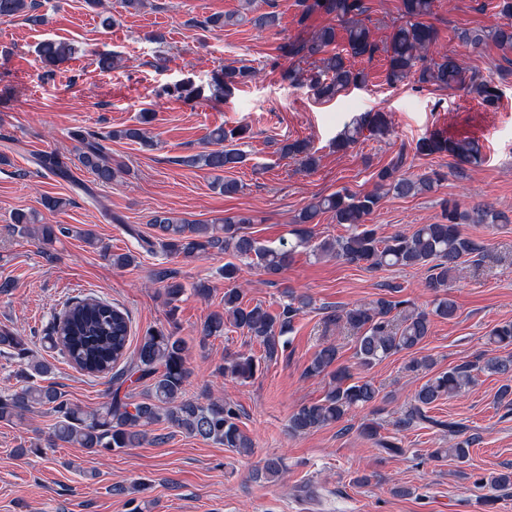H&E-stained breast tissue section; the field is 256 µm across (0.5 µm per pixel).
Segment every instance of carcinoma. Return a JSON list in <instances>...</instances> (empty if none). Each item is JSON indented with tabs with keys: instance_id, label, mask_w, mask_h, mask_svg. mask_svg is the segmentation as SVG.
Listing matches in <instances>:
<instances>
[{
	"instance_id": "cac0c4a2",
	"label": "carcinoma",
	"mask_w": 512,
	"mask_h": 512,
	"mask_svg": "<svg viewBox=\"0 0 512 512\" xmlns=\"http://www.w3.org/2000/svg\"><path fill=\"white\" fill-rule=\"evenodd\" d=\"M307 10L321 9L336 18L338 25L324 26L308 39H295L280 46L282 56L289 59L319 62L318 72L309 79L317 95L331 99L341 92L362 87L367 74L356 70L350 60L358 57L373 58L378 51L386 54V82L395 85L407 79L420 84H433L442 89L467 84L483 104L494 106L500 98L499 88L477 73L466 74L459 59L448 52L429 56L436 45L438 32L427 21L433 13L434 0H401L403 23L397 26L384 48L371 40L370 30L362 19L367 7L364 0H302ZM496 15L504 22L490 30H462L457 38L474 50H481L491 40L503 55L512 54V0H493ZM35 0H0V16H24L37 25L41 16L35 14ZM239 21V14H214L203 21L209 30H222ZM345 40V48L335 50L338 37ZM38 53L41 61L56 65L69 60L73 47L63 40L43 41ZM252 77L245 68L226 67L215 76L216 91L229 93L235 85ZM153 119V112H141L139 124L107 133L79 129L73 132L81 144L78 162L94 176L99 185L112 183L123 170L120 163H112V151L107 142L115 139L135 142L143 147L153 146V139L142 128ZM387 121L382 112H364L355 116L336 137V150L345 151L359 141L364 132L382 134ZM246 126L225 129L220 126L208 136L213 148L182 157L185 166L213 173L212 187L226 196L239 192L234 179L224 173L244 163L245 156L238 149V141L245 137ZM281 155L298 160L311 170L317 158L308 143L295 140L283 144ZM446 154L460 164L478 166L484 162L482 146L475 138L455 139L441 133H432L418 139L413 147L415 156ZM407 155L400 151L391 162L375 174V189L368 193L339 190L305 206L296 218L299 228L294 234L300 242L312 237L310 224L319 223L324 213L332 214L336 223L345 226V234L325 239L314 247L315 255L332 254L347 264L381 269L384 267H419L428 272L425 288L434 293L433 308L429 311L408 300L379 297L369 303L336 312L329 324L338 329L354 332L355 354L359 364L371 367L401 352H412L429 336L431 317L452 320L457 313L456 302L449 297L455 274L467 261L480 263L488 257L484 242L466 235L463 225L477 220H496L498 215L481 210L477 215L462 211L458 206L447 209L444 221L421 224L412 233H395L383 238L378 235L369 216L379 206L382 196L392 193L400 197L431 194L439 179L434 175H411L404 171ZM32 161L48 174L74 185H79L72 170L73 162L57 153H36ZM253 223L246 214L224 218L220 224H197L171 211H155L149 224L154 238H146L131 228V236L148 252L160 247L169 257L190 260L209 251L229 254L242 260L249 259L264 274L276 277L290 263L293 248L274 249L262 245L244 231ZM12 231L21 237H35L43 246H50L72 233L67 224H41L38 213L19 212L15 215ZM224 281L231 287L224 289V310L210 314L204 321L201 340L224 334L231 325L258 342L264 351L263 359L238 353L224 358L219 371L232 379L245 383L254 378L260 361L271 362L288 347L285 334L292 330L295 318L312 306L306 294L290 296L281 311L271 312L260 304L243 302V292L233 286L238 280L240 267L227 261L219 269ZM162 284L169 305V318H174L176 302L185 293V285L171 271L160 269L153 274ZM46 348L58 353L79 371L98 378L109 377L112 392L102 405L86 411L63 399L52 383L43 385L41 379L53 371L45 358L36 357L28 348V338L17 330L0 327V355H9L17 361L16 386L0 389V421L20 420L37 407H46L55 416L51 432L44 447L66 445L83 448L92 456L107 457L146 443H161L163 434L151 433V427L165 424L191 436L209 440L238 454L252 453L253 441L238 424L236 408L222 399L209 398L202 402L185 397L191 370L188 346L178 336L176 327L149 328L139 340L133 357L130 348V318L127 312L98 296L68 299L60 313L52 316L47 333L42 337ZM489 344L497 349H508L505 356L485 359L478 367L471 362L458 364L429 377L414 393L412 404L399 419L403 429L424 422L448 429L457 441L450 448L432 452L435 458L453 456L464 459L476 437L466 434V428L456 422L431 418L428 410L443 399L458 395L474 381L477 368L505 379L500 388V400L512 406V322L501 323L489 332ZM339 349L333 342H324L316 351L306 374L331 375L332 382L324 398L318 402L300 405L289 417L288 428L293 433H304L342 421L356 409L368 408L379 399L381 390L369 380L355 379L348 368L336 366ZM146 388V397L136 400L132 387ZM376 422L361 424L362 433L375 439L380 450L393 456L404 453L396 439L380 434ZM492 489H512V472L506 471L490 478L478 479Z\"/></svg>"
}]
</instances>
